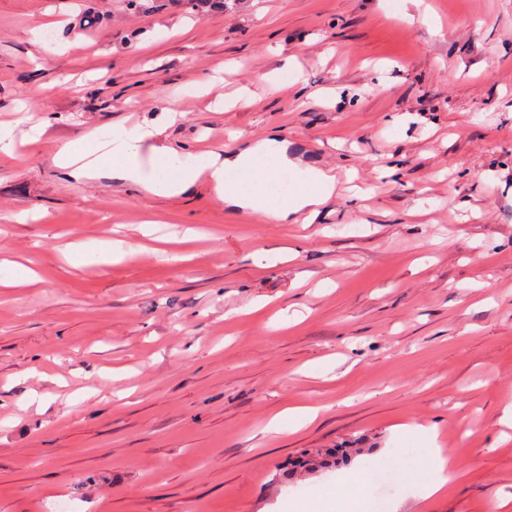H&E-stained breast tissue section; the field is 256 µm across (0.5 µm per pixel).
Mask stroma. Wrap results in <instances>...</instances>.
Listing matches in <instances>:
<instances>
[{
	"instance_id": "35a3bbf8",
	"label": "stroma",
	"mask_w": 512,
	"mask_h": 512,
	"mask_svg": "<svg viewBox=\"0 0 512 512\" xmlns=\"http://www.w3.org/2000/svg\"><path fill=\"white\" fill-rule=\"evenodd\" d=\"M0 0V512H364L368 462L426 447L453 477L386 512H498L512 495V0ZM429 11L422 20L421 11ZM55 22L51 54L33 28ZM295 57L303 74L282 71ZM251 89L247 105L216 95ZM177 111L201 152L235 132L355 174L314 224H259L198 185L155 198L55 163ZM394 167L397 179L378 170ZM129 251L73 266L75 239ZM199 238L182 240L185 227ZM316 406L296 426L287 408ZM367 452L301 475L305 451Z\"/></svg>"
}]
</instances>
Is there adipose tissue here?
Returning a JSON list of instances; mask_svg holds the SVG:
<instances>
[{
	"instance_id": "1",
	"label": "adipose tissue",
	"mask_w": 512,
	"mask_h": 512,
	"mask_svg": "<svg viewBox=\"0 0 512 512\" xmlns=\"http://www.w3.org/2000/svg\"><path fill=\"white\" fill-rule=\"evenodd\" d=\"M164 125L135 123L129 130L114 136L111 151H103L99 131L93 130L66 143L56 162L70 169L75 178H94L102 174L125 180L145 189L155 197H175L202 183L214 199L233 211H246L259 224H310L336 188V176L317 167L300 168L288 156V143L275 138L246 143L227 151L216 149L203 154L181 153L162 142ZM96 154L95 166L84 165L83 159ZM274 157L273 169H255L257 156ZM305 171L318 190L314 193H284L257 202L254 196L240 193L225 179L226 174L251 173L256 184L271 178L287 179L297 171Z\"/></svg>"
}]
</instances>
